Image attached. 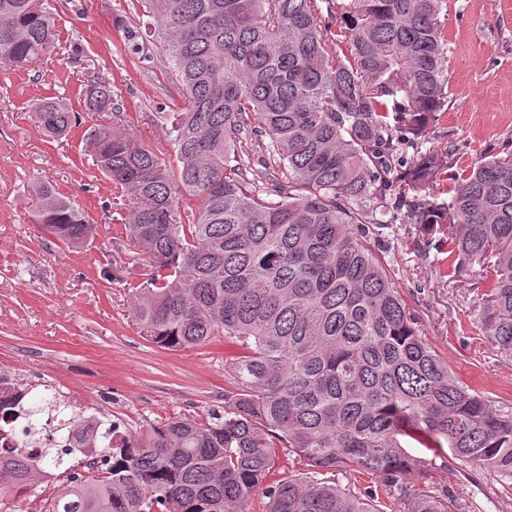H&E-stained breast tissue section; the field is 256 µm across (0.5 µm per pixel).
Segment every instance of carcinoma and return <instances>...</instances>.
<instances>
[{
    "instance_id": "cac0c4a2",
    "label": "carcinoma",
    "mask_w": 512,
    "mask_h": 512,
    "mask_svg": "<svg viewBox=\"0 0 512 512\" xmlns=\"http://www.w3.org/2000/svg\"><path fill=\"white\" fill-rule=\"evenodd\" d=\"M184 107L166 116L180 167L102 124L90 133L97 168L130 195L126 236L152 257L132 288V317L150 342L191 349L224 337L230 389L209 421L174 418L102 448L107 468L78 475L46 512H460L416 485L417 442L512 482V410L469 389L421 336L418 318L375 251L384 230L446 225L460 274L493 263L481 326L512 356V154L483 157L450 201L429 186L439 157L418 140L448 105L447 0H341L343 46L321 0H139ZM56 39L40 0H0V72L24 71ZM86 109H113L92 82ZM59 137L77 123L59 99L32 110ZM255 138L277 177H249L235 151ZM413 155H408V149ZM33 223L68 247L93 231L85 212L41 185ZM26 390L0 399V422ZM306 467L275 474V442ZM356 472L381 493L336 482ZM36 472L0 457V497Z\"/></svg>"
}]
</instances>
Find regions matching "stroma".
<instances>
[{
	"label": "stroma",
	"mask_w": 512,
	"mask_h": 512,
	"mask_svg": "<svg viewBox=\"0 0 512 512\" xmlns=\"http://www.w3.org/2000/svg\"><path fill=\"white\" fill-rule=\"evenodd\" d=\"M57 27L51 52L19 74L0 73V369L39 400L43 386L84 399L104 419L133 433L175 417L208 420L224 405V343L171 351L144 339L130 315L131 288L149 271L145 253L118 231L122 190L93 162L86 136L88 80L109 84L115 130L176 164L163 113L183 107L160 44L135 52L123 27L141 18L139 0H45ZM448 106L422 151L439 154L432 187L448 199L458 175L479 158L512 153V0H447ZM59 98L82 113L56 139L31 119L41 100ZM82 208L94 226L87 243L64 245L32 221L41 182ZM383 258L419 316L421 335L470 389L492 403L512 402V358L477 323L488 280L479 265L445 274L448 253L426 246L416 225L400 224ZM428 487L464 500L468 512H512V488L496 473L453 455L434 456Z\"/></svg>",
	"instance_id": "obj_1"
}]
</instances>
